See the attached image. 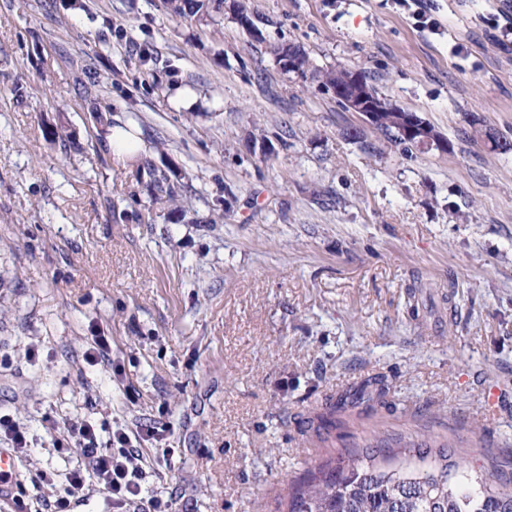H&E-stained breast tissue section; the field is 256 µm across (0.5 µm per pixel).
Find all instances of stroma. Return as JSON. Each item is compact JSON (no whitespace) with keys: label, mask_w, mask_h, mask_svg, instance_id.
<instances>
[{"label":"stroma","mask_w":512,"mask_h":512,"mask_svg":"<svg viewBox=\"0 0 512 512\" xmlns=\"http://www.w3.org/2000/svg\"><path fill=\"white\" fill-rule=\"evenodd\" d=\"M250 6L258 40L160 0H0V413L32 442L25 496L79 465L48 424L82 419L155 430L148 493L175 512H286L289 482L377 439L512 477V151L483 135L512 134V0H424L433 31L395 0ZM277 42L362 73L448 150L404 151ZM117 118L188 174L200 223H139ZM93 336L122 375L85 363Z\"/></svg>","instance_id":"1"}]
</instances>
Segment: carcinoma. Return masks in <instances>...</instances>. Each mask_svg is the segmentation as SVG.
I'll return each instance as SVG.
<instances>
[{"mask_svg":"<svg viewBox=\"0 0 512 512\" xmlns=\"http://www.w3.org/2000/svg\"><path fill=\"white\" fill-rule=\"evenodd\" d=\"M164 9L183 22L208 24L230 10L235 20L251 36L259 39L262 32L253 20L248 0H162ZM275 60L292 57V73L302 79L311 78L333 90L336 102L344 106L348 87L342 80L345 69H315L309 55L299 45L279 42L271 46ZM403 114L388 109L378 114L376 129L405 151L417 145L413 137L400 132ZM151 178L142 185L148 199L146 215L139 217L145 224L153 223V211L165 210L176 221L186 212L180 205L185 191V176L177 168L150 170ZM385 443L368 444L361 450L347 451L334 464H325L308 472L289 485L286 498L288 512H512V488L503 481L497 469L481 475L479 488L466 490L456 481L460 464L448 460V451L439 448L437 458L430 461L432 448L425 443L415 446V455L398 464L381 468L375 460Z\"/></svg>","mask_w":512,"mask_h":512,"instance_id":"obj_1","label":"carcinoma"}]
</instances>
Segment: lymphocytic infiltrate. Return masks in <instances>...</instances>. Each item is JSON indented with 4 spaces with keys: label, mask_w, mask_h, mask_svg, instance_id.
Wrapping results in <instances>:
<instances>
[{
    "label": "lymphocytic infiltrate",
    "mask_w": 512,
    "mask_h": 512,
    "mask_svg": "<svg viewBox=\"0 0 512 512\" xmlns=\"http://www.w3.org/2000/svg\"><path fill=\"white\" fill-rule=\"evenodd\" d=\"M67 436L57 439V450L69 445L80 449L81 464L65 476L63 493H55L53 474L35 471L31 482L44 490L40 512H75L77 506L94 492L111 501L114 512H141L143 502H150L152 512H170V501L155 497L145 499L147 472L137 444L140 433L125 425H113L102 431L97 423L84 419L67 424Z\"/></svg>",
    "instance_id": "f902f5d3"
}]
</instances>
